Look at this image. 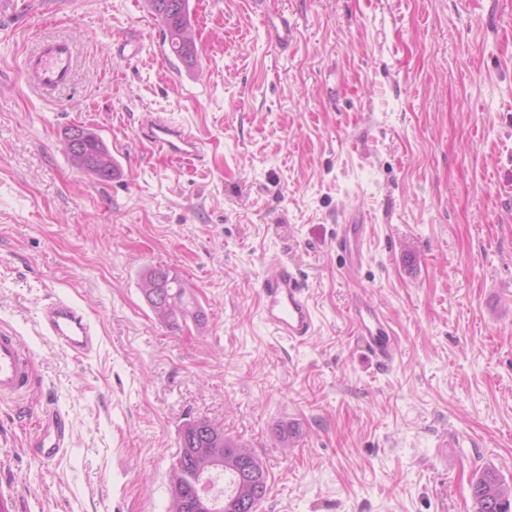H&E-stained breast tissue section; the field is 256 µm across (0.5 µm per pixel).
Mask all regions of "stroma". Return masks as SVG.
<instances>
[{
    "label": "stroma",
    "mask_w": 512,
    "mask_h": 512,
    "mask_svg": "<svg viewBox=\"0 0 512 512\" xmlns=\"http://www.w3.org/2000/svg\"><path fill=\"white\" fill-rule=\"evenodd\" d=\"M192 6L191 70L155 55L145 0L0 8V331L32 355L28 391L0 399V500L166 512L179 431L207 417L261 458L259 512H475L476 473L512 485V0ZM45 34L79 53L69 88L38 93L20 66ZM146 111L190 126L202 165L142 141ZM72 125L118 149L112 181L63 152ZM355 207L367 253L347 275L333 239ZM272 261L309 286L304 342L259 317ZM151 267L188 284L203 327L156 318ZM360 292L394 330L390 369L350 322ZM56 297L95 323L97 355L42 334ZM48 409L71 432L51 462L30 446Z\"/></svg>",
    "instance_id": "35a3bbf8"
}]
</instances>
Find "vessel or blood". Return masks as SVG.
Masks as SVG:
<instances>
[{"mask_svg":"<svg viewBox=\"0 0 512 512\" xmlns=\"http://www.w3.org/2000/svg\"><path fill=\"white\" fill-rule=\"evenodd\" d=\"M76 46L73 40L50 36L42 39L23 62V72L38 90L69 86L74 77ZM140 127L145 139L170 161L192 165L202 162L200 139L190 127L170 122L158 112L145 113ZM366 220L353 212L340 225L335 248L345 260L347 272H356L364 261ZM260 314L275 336L302 342L315 329L308 287L297 271L283 262L268 263L259 284ZM355 332L365 342L371 357L379 364L391 365L396 357L394 333L385 314L367 298L357 294L350 305ZM40 323L45 336L76 357L93 354L98 332L93 323L72 301L57 298L43 304ZM32 359L19 336L0 332V397H13L28 390ZM69 443V433L61 413L44 412L32 441L37 455L52 461Z\"/></svg>","mask_w":512,"mask_h":512,"instance_id":"vessel-or-blood-1","label":"vessel or blood"}]
</instances>
